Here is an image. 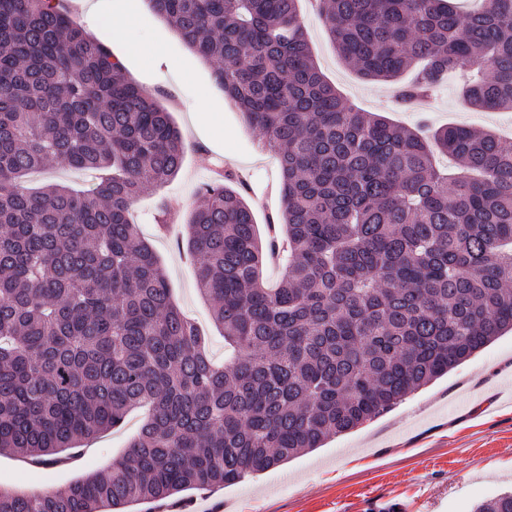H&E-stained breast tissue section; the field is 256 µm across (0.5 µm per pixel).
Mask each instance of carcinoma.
I'll use <instances>...</instances> for the list:
<instances>
[{"instance_id": "1", "label": "carcinoma", "mask_w": 512, "mask_h": 512, "mask_svg": "<svg viewBox=\"0 0 512 512\" xmlns=\"http://www.w3.org/2000/svg\"><path fill=\"white\" fill-rule=\"evenodd\" d=\"M150 2L278 155L285 239L261 238L244 185L200 188L183 247L233 351L215 365L130 219L181 169L171 113L53 0H0V451L46 465L149 409L105 470L0 488V512H130L238 483L512 330L511 146L356 110L315 63L298 0ZM319 15L360 78L412 73L404 108L455 72L466 105L512 110V0H319ZM50 162L92 183L23 188ZM476 512H512V492Z\"/></svg>"}]
</instances>
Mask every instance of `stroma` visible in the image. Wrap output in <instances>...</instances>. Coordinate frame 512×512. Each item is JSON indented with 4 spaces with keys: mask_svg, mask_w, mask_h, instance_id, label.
Returning a JSON list of instances; mask_svg holds the SVG:
<instances>
[{
    "mask_svg": "<svg viewBox=\"0 0 512 512\" xmlns=\"http://www.w3.org/2000/svg\"><path fill=\"white\" fill-rule=\"evenodd\" d=\"M88 0H61L60 6L88 34L119 57L128 78L147 92L164 91V106L180 129L186 153L178 175L159 192L148 191L132 204L170 280L174 302L208 335V353L224 359V339L210 323V306L196 290L195 265L177 242L183 223L200 205L198 189L215 179L213 159L247 177L260 234L280 208V167L274 154L258 146L259 135L212 77L203 60L155 13L149 0H103L124 32L92 24ZM299 12L314 59L327 80L366 112L415 126L464 125L497 132L512 145V111L483 112L466 106L459 80L449 75L414 110L397 107L399 87L366 82L345 65L316 14L313 0H300ZM161 57L146 64L142 50ZM178 210L181 221L157 229L151 215L160 203ZM146 416L131 413L122 427L91 441L81 455L38 467L19 455L0 454V485L17 488L64 487L103 471L124 453ZM512 489V333L408 394L390 411L349 432L330 437L323 447L287 464L214 491L192 492L187 507L144 503L140 512H391L405 502L419 512H473L474 507Z\"/></svg>",
    "mask_w": 512,
    "mask_h": 512,
    "instance_id": "obj_1",
    "label": "stroma"
}]
</instances>
